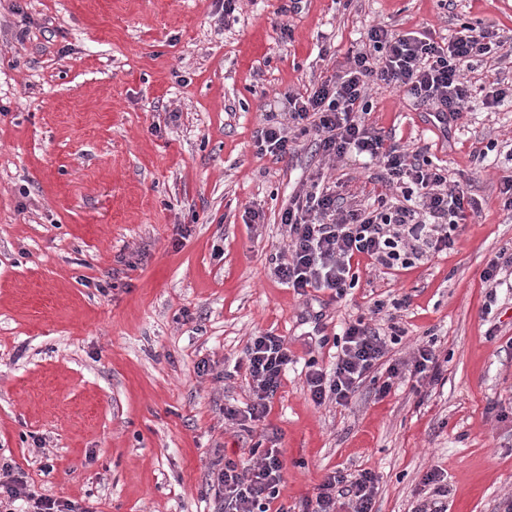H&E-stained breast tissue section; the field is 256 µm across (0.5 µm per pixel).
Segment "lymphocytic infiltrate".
Here are the masks:
<instances>
[{"mask_svg": "<svg viewBox=\"0 0 512 512\" xmlns=\"http://www.w3.org/2000/svg\"><path fill=\"white\" fill-rule=\"evenodd\" d=\"M368 42L336 76L312 85L306 94L289 97V117L303 131L313 132L318 153L337 159L364 156L380 173L378 182L399 189L398 200L379 195L372 210L343 206L323 182L311 180L281 215L288 228V257L276 263L274 274L301 296L330 291L344 296L351 286L354 257L363 255L387 269L411 267L427 254L451 248L453 232L468 212L478 211L457 182L421 152L387 143L381 132L365 125L368 90L385 85L414 99L437 106V118H461L475 87L470 79L478 63L498 58L504 43L495 33L463 27L448 42L428 33L394 34L371 27ZM386 340L379 328L364 320L349 324L333 371L310 367L306 385L315 404L335 401L345 406L370 373L385 368L387 378L378 388L387 395L400 376L399 361H387ZM293 361L284 337L267 332L252 337L242 362L252 386L245 409L225 408V418L239 423L262 421ZM284 484V462L276 448L264 449L255 464L232 459L210 464L209 489L219 512H286L271 510ZM376 477L368 471L347 477L325 476L315 500L305 501L303 512H372ZM0 512H93L79 503L36 493L26 475L11 463L0 464Z\"/></svg>", "mask_w": 512, "mask_h": 512, "instance_id": "1", "label": "lymphocytic infiltrate"}]
</instances>
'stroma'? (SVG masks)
I'll return each instance as SVG.
<instances>
[{
	"mask_svg": "<svg viewBox=\"0 0 512 512\" xmlns=\"http://www.w3.org/2000/svg\"><path fill=\"white\" fill-rule=\"evenodd\" d=\"M377 24L438 40L479 25L512 43V0H238L229 16L224 0H0V458L35 491L93 512H214L211 460L275 446L288 512L336 470L376 476L373 512H416L433 470L448 512L512 505V286L491 305L481 279L512 247V104L473 99L443 133L429 105L373 88L366 124L426 147L481 210L411 268L360 258L340 299L273 274L307 177L348 204L381 187L358 159L316 153L313 134L292 129L280 160L257 136ZM378 300L390 359L432 343L439 381L382 397L368 380L348 405H315L307 362L331 367L342 325ZM266 332L294 362L246 430L224 409L250 402L235 363Z\"/></svg>",
	"mask_w": 512,
	"mask_h": 512,
	"instance_id": "stroma-1",
	"label": "stroma"
}]
</instances>
